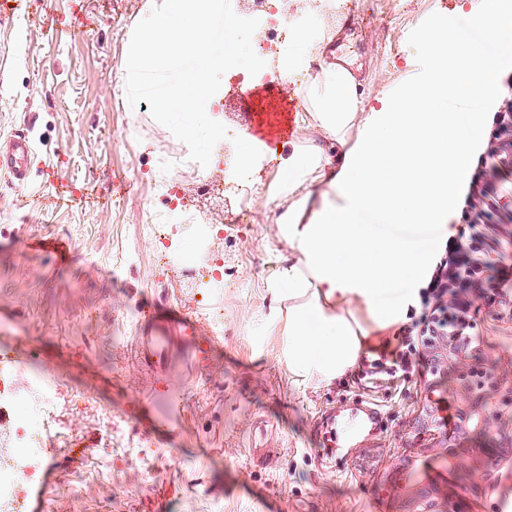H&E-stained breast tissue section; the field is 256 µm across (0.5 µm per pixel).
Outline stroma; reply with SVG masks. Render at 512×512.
<instances>
[{
    "label": "stroma",
    "mask_w": 512,
    "mask_h": 512,
    "mask_svg": "<svg viewBox=\"0 0 512 512\" xmlns=\"http://www.w3.org/2000/svg\"><path fill=\"white\" fill-rule=\"evenodd\" d=\"M156 0H21L0 30V135L35 143L34 168L53 166L76 194L59 197L38 182L27 188L0 176V362L43 365L58 381V423L67 431L54 470L30 489L31 512H410L407 463L425 458L423 484L438 488L440 512H512V321L480 311L483 358L471 372L442 369L358 389L355 378L394 348L397 328L371 331L355 370L329 380L288 369L292 300L276 286L298 257L272 202L285 157L320 150L339 167L342 149L308 112L294 115L296 134L275 151L261 147L247 186L255 217L229 224L237 180L213 156L220 194L193 193L197 171L174 169L175 191L157 188L156 163L187 146L148 109L130 107L122 86L125 43ZM460 0H339L325 59L344 56L363 78L370 106L412 76L418 54L411 33L431 14L463 21ZM354 18L355 33L343 26ZM78 34H71V26ZM205 217L220 237L212 265L184 279L140 240L139 229L171 207ZM54 234L69 239L70 259L34 245ZM224 272V291L206 287L210 269ZM160 322L181 316L195 343L170 354L165 375L141 363L142 309ZM224 326L215 336L213 324ZM493 378H477L486 359ZM96 406L73 404L76 392ZM456 419L443 429L436 405ZM378 409L381 425L330 448L359 408ZM139 459L126 460L129 448ZM481 459L488 480L478 492L437 455Z\"/></svg>",
    "instance_id": "1"
}]
</instances>
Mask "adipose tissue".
I'll use <instances>...</instances> for the list:
<instances>
[{"mask_svg":"<svg viewBox=\"0 0 512 512\" xmlns=\"http://www.w3.org/2000/svg\"><path fill=\"white\" fill-rule=\"evenodd\" d=\"M482 43H470L447 19L435 16L415 33L419 76L380 108H367L354 74L322 60L321 18L294 28L283 68L293 72L305 58L319 70L304 88L308 109L342 146L344 162L326 173L319 151L285 160L274 189L287 198L288 238L299 253L281 286L295 298L288 318V369L330 379L356 366L370 328L402 322L407 309L386 294L421 276L425 251L404 238L379 235L367 216L427 234L452 219L469 160L485 135L481 115L493 111L512 70V0H472L466 13ZM335 203L308 207L321 184ZM362 305V327L346 305Z\"/></svg>","mask_w":512,"mask_h":512,"instance_id":"adipose-tissue-1","label":"adipose tissue"}]
</instances>
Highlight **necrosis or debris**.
Here are the masks:
<instances>
[{
  "label": "necrosis or debris",
  "mask_w": 512,
  "mask_h": 512,
  "mask_svg": "<svg viewBox=\"0 0 512 512\" xmlns=\"http://www.w3.org/2000/svg\"><path fill=\"white\" fill-rule=\"evenodd\" d=\"M233 8H246L259 20L252 37L256 52L281 43L289 19L278 14L271 0H231ZM58 388L38 366L24 369L22 377L0 368V401L11 400L18 409L16 421L0 437V512H20L25 487L40 481L54 467L55 450L63 431L57 423Z\"/></svg>",
  "instance_id": "necrosis-or-debris-1"
}]
</instances>
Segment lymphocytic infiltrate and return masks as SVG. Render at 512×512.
I'll return each instance as SVG.
<instances>
[{"label": "lymphocytic infiltrate", "instance_id": "obj_1", "mask_svg": "<svg viewBox=\"0 0 512 512\" xmlns=\"http://www.w3.org/2000/svg\"><path fill=\"white\" fill-rule=\"evenodd\" d=\"M492 117L486 146L473 163L460 199L463 228L448 238L420 289L422 313L403 325L397 345L372 360L371 375L408 377L415 366L441 371L439 349L462 358L480 350L472 311L484 304L496 318L512 317V75Z\"/></svg>", "mask_w": 512, "mask_h": 512}]
</instances>
